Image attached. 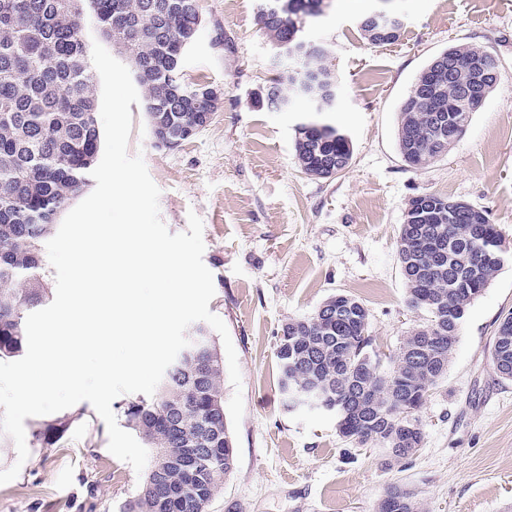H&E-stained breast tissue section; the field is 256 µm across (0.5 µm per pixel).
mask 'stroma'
<instances>
[{"label":"stroma","instance_id":"obj_1","mask_svg":"<svg viewBox=\"0 0 512 512\" xmlns=\"http://www.w3.org/2000/svg\"><path fill=\"white\" fill-rule=\"evenodd\" d=\"M387 4L400 39L371 46L361 18ZM258 0H199L202 24L184 61L187 82L222 90L210 124L173 149L156 145L143 104H131L128 152L142 155L161 191L170 233L189 213L203 221L211 312L226 324L242 376V463L207 512H377L401 486L423 512H512V379L496 372L491 340L512 312V0H324L307 19L328 50L339 90L330 124L353 143L349 167L320 180L297 163L307 115L270 112L256 99L276 76L277 51L257 21ZM457 43L500 60L496 87L447 157L408 167L397 147L398 107L419 71ZM432 192L488 210L509 253L459 330L445 378L419 412L421 450L387 464L379 448L341 439L334 418L287 409L278 386L283 323L330 295L369 311L379 353L397 352L426 321L409 308L397 237L408 200ZM29 456L0 485V512H122L142 482L108 450L105 422L88 402L26 418Z\"/></svg>","mask_w":512,"mask_h":512}]
</instances>
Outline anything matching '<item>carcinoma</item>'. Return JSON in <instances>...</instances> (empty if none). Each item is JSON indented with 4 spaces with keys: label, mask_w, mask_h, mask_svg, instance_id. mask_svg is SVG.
<instances>
[{
    "label": "carcinoma",
    "mask_w": 512,
    "mask_h": 512,
    "mask_svg": "<svg viewBox=\"0 0 512 512\" xmlns=\"http://www.w3.org/2000/svg\"><path fill=\"white\" fill-rule=\"evenodd\" d=\"M0 0V358L19 355L26 317L46 297L42 245L56 219L88 182L99 152L95 75L82 30L90 23L110 41L121 30L155 134L174 148L199 133L214 112L210 87L183 80L188 33L200 27L198 0ZM278 18L261 29L278 50L295 35V21L321 14L323 0H286ZM372 46L396 42L403 23L363 17ZM477 58L495 89L497 56L472 43L441 52ZM326 49L308 47L299 58H279L270 87L288 100L311 103L316 118L298 128L299 166L317 179L350 164L347 135L321 115L336 107V83L324 64ZM465 76L428 63L401 101L397 146L403 161L424 168L448 155V127L467 125L473 110L458 95ZM437 86L426 102L421 86ZM450 198L421 193L409 200L397 251L410 307L429 315L384 363L367 333L369 313L356 298L336 293L311 315L286 321L278 336V384L287 406L299 392L333 414L339 436L383 449L399 463L421 448L417 412L426 393L448 373L459 329L472 301L503 266L506 250L489 211L466 202L448 212ZM492 363L512 379V312L499 321ZM126 424L151 450L150 465L126 512H204L236 465L224 418V361L205 337L198 358L169 366L155 393L128 404ZM377 512H421L412 493L390 487Z\"/></svg>",
    "instance_id": "1"
}]
</instances>
